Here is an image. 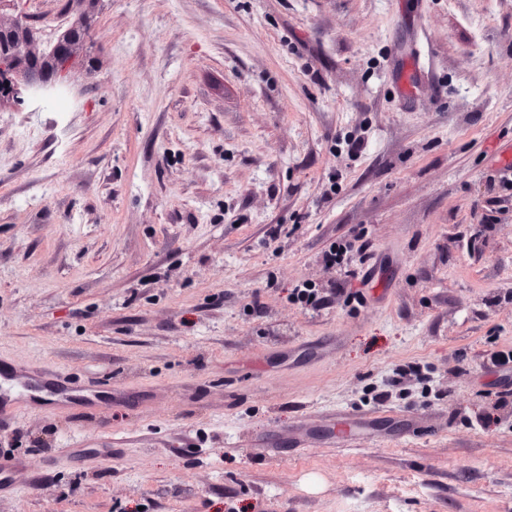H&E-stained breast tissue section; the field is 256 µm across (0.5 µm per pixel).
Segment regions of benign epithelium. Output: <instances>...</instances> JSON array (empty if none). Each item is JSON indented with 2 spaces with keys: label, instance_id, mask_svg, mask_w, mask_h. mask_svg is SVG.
<instances>
[{
  "label": "benign epithelium",
  "instance_id": "benign-epithelium-1",
  "mask_svg": "<svg viewBox=\"0 0 512 512\" xmlns=\"http://www.w3.org/2000/svg\"><path fill=\"white\" fill-rule=\"evenodd\" d=\"M30 37V28L19 22L0 24V98L24 93L40 97L66 85L73 48L82 32L69 30L43 57L30 50Z\"/></svg>",
  "mask_w": 512,
  "mask_h": 512
}]
</instances>
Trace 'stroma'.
<instances>
[{
  "instance_id": "obj_1",
  "label": "stroma",
  "mask_w": 512,
  "mask_h": 512,
  "mask_svg": "<svg viewBox=\"0 0 512 512\" xmlns=\"http://www.w3.org/2000/svg\"><path fill=\"white\" fill-rule=\"evenodd\" d=\"M63 2L0 0L90 29L0 102V373L108 401L0 512H512V0Z\"/></svg>"
}]
</instances>
